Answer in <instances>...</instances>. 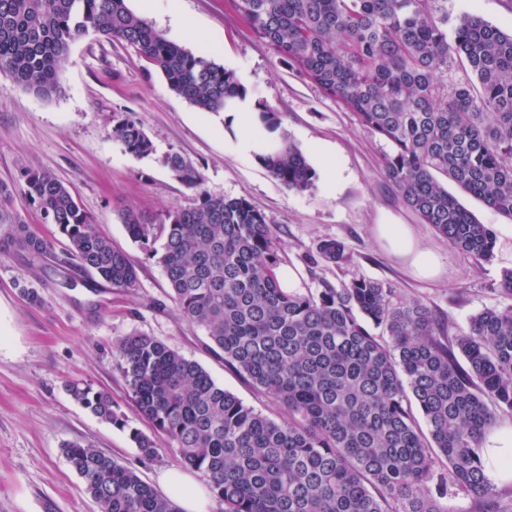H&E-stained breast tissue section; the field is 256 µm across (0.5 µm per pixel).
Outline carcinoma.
<instances>
[{"instance_id":"cac0c4a2","label":"carcinoma","mask_w":512,"mask_h":512,"mask_svg":"<svg viewBox=\"0 0 512 512\" xmlns=\"http://www.w3.org/2000/svg\"><path fill=\"white\" fill-rule=\"evenodd\" d=\"M233 2L276 57L393 144L384 173L423 223L476 260L492 257L491 229L436 175L512 219V32L471 13L450 30L447 0ZM89 31L135 47L202 111L247 103L233 72L169 40L126 0H0V73L49 99L71 44ZM458 61L479 86L448 85ZM254 110L277 131L274 110ZM112 135L136 157L153 153L130 120H117ZM257 160L291 190L314 184L304 153L284 137ZM164 164L185 186L201 187V172L182 155ZM25 186L69 242L62 263L73 259L118 290L136 287L129 254L51 172L26 171ZM121 219L130 239L158 257L179 315L288 414L280 422L263 415L199 363L133 333L114 345V359L153 429H129L142 461L154 460L164 439L183 467L205 473L224 512H450L445 500L460 494L474 512H512V487L487 481L480 454L485 430L512 416V305L486 308L456 331L430 299L369 279L323 282L306 294L283 288L276 231L244 197L203 194L190 209L150 218L128 208ZM6 244L33 270L51 251L21 223ZM318 258L341 263L344 244L321 242ZM67 392L127 427L110 394L78 381ZM63 451L98 512H179L137 469L91 444Z\"/></svg>"}]
</instances>
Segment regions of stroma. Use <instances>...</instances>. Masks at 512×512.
<instances>
[{
    "label": "stroma",
    "mask_w": 512,
    "mask_h": 512,
    "mask_svg": "<svg viewBox=\"0 0 512 512\" xmlns=\"http://www.w3.org/2000/svg\"><path fill=\"white\" fill-rule=\"evenodd\" d=\"M448 17L475 13L503 31L512 30V0H447ZM165 36L191 52L206 51L232 71L250 101L274 109L280 130L303 151L323 144L336 159V180L316 175L311 189L286 188L237 138L224 131V117L199 110L172 92L164 77L130 45L88 33L77 38L61 69V90L40 99L0 75V239L14 223L30 225L49 240L46 272L30 270L0 252V512H98L83 483L66 461L64 444H92L158 484L177 468L168 448L140 464L128 435L76 403L66 390L71 381L111 394L129 426L150 432L136 412L114 358L115 342L132 333L156 337L198 362L214 381L274 420L280 405L261 393L214 353L204 332L184 319L170 297L157 258L133 242L121 221L123 209L155 216L194 207L200 193L243 197L261 211L279 236V265L299 275L297 292L321 282L340 285L370 279L397 288L406 298L427 297L440 317L463 329L470 317L512 303L499 293L503 274L512 270V220L449 184L450 193L490 227L495 248L477 262L449 246L431 225L405 206L387 181L381 159L392 153L386 139L362 128L336 98L324 94L297 70L279 61L230 0H179L180 15L168 13L167 0H126ZM122 118L139 124L154 151L137 158L113 137ZM179 153L199 168L202 190L178 182L163 165ZM51 171L113 244L137 264L138 286L126 292L110 287L76 264H63L67 240L46 223L25 193V170ZM380 224H408L442 264L439 278H415L376 232ZM344 243L340 264L313 263L321 241ZM39 303H30L27 292Z\"/></svg>",
    "instance_id": "1"
}]
</instances>
